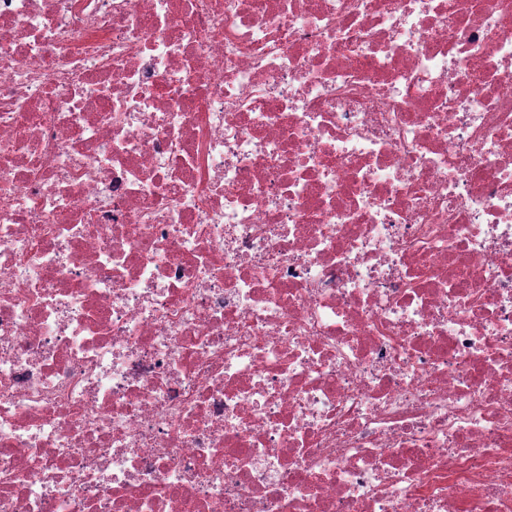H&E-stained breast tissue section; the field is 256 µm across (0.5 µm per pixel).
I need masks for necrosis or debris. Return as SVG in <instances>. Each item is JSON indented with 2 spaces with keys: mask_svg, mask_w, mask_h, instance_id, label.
Instances as JSON below:
<instances>
[{
  "mask_svg": "<svg viewBox=\"0 0 512 512\" xmlns=\"http://www.w3.org/2000/svg\"><path fill=\"white\" fill-rule=\"evenodd\" d=\"M0 512H512V0H0Z\"/></svg>",
  "mask_w": 512,
  "mask_h": 512,
  "instance_id": "4bbe7bcc",
  "label": "necrosis or debris"
}]
</instances>
